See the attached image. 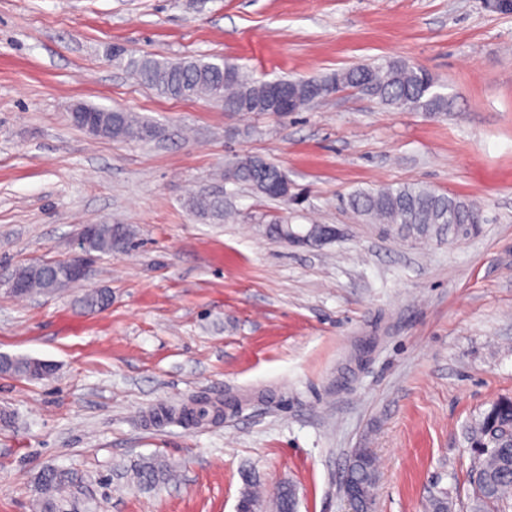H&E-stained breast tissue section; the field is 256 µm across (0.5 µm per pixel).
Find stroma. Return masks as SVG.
<instances>
[{
    "mask_svg": "<svg viewBox=\"0 0 512 512\" xmlns=\"http://www.w3.org/2000/svg\"><path fill=\"white\" fill-rule=\"evenodd\" d=\"M160 60L316 78L401 60L428 70L446 113L348 88L287 115L231 114L136 84L112 45ZM159 126L147 142L75 127L74 104ZM279 165L301 202L225 181L234 157ZM421 183L475 203L479 230L411 242L347 206L358 189ZM223 195L235 217L192 213ZM325 224L318 246L275 219ZM130 242L85 281L17 297L0 285V355L51 362L0 373V512H40L39 476L78 474L61 512H235L246 476L297 512H349L355 449H371L375 512H470L468 431L512 398V12L485 0H0V275L79 253L87 224ZM112 302L89 312L87 291ZM220 424L156 426L199 394ZM166 465L152 486L143 462Z\"/></svg>",
    "mask_w": 512,
    "mask_h": 512,
    "instance_id": "stroma-1",
    "label": "stroma"
}]
</instances>
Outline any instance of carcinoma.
<instances>
[{
	"instance_id": "cac0c4a2",
	"label": "carcinoma",
	"mask_w": 512,
	"mask_h": 512,
	"mask_svg": "<svg viewBox=\"0 0 512 512\" xmlns=\"http://www.w3.org/2000/svg\"><path fill=\"white\" fill-rule=\"evenodd\" d=\"M112 58L123 62L143 84L159 93L174 98L209 97L219 101L224 111L260 113L262 102L271 91V82L254 80L245 75L238 65L229 62H209L195 58L176 61L158 60L149 56L134 57L119 47L109 50ZM278 83L291 88L299 108L315 100L346 88H354L396 108L421 109L438 114L447 111L448 99L434 91L435 81L423 68L404 61L386 65H359L340 70L323 79H280ZM83 111L93 114L99 136L124 140H148L160 134L159 128L131 112L85 106ZM224 180L249 187L255 194L288 201L276 191L288 186V177L275 163L263 157L244 155L224 166ZM351 209L370 222L386 224L404 238L439 237L450 224L460 225L456 237L471 236L479 223L478 209L454 196L438 193L420 183L387 186L371 191H357L350 195ZM189 208L202 218L219 220L231 216L224 203L214 197L195 195L188 199ZM130 230L122 224H98L95 232L83 243L84 254H107L127 244ZM65 261H38L19 267L13 276L22 281L28 292H44L60 279L58 270ZM111 296L103 290L84 295L82 306L101 310L108 306ZM36 359L0 355V373L30 376ZM178 416L187 426L213 422L220 417V403L206 397L194 399L179 408H160L152 420L164 424ZM469 447L476 449L474 461L473 512H501L512 495V399L494 403L469 432ZM376 473L375 459L367 448H358L352 455L349 475L364 492L373 489ZM166 476L165 466L158 462L144 464L137 477L144 485H152ZM39 482L46 491L78 484V477L64 470L48 469L41 473ZM293 490L283 485L275 499V512H295Z\"/></svg>"
}]
</instances>
